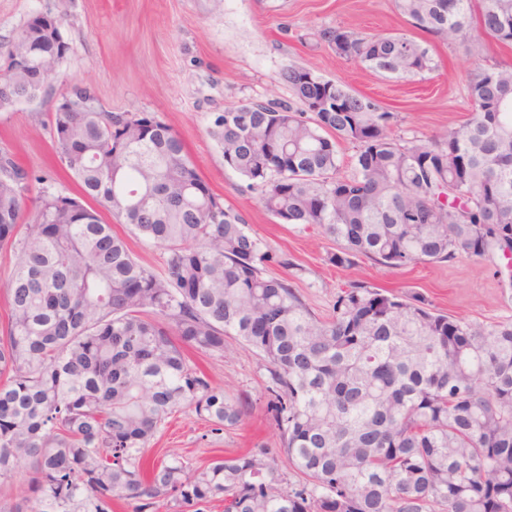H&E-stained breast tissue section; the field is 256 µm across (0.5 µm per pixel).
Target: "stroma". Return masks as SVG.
Returning <instances> with one entry per match:
<instances>
[{
	"label": "stroma",
	"mask_w": 512,
	"mask_h": 512,
	"mask_svg": "<svg viewBox=\"0 0 512 512\" xmlns=\"http://www.w3.org/2000/svg\"><path fill=\"white\" fill-rule=\"evenodd\" d=\"M63 15L70 51L49 88L51 97L75 83L91 84L115 112H144L169 125L185 142L202 178L240 214L277 257L269 275L292 280L317 317L332 316L336 296L351 282L399 294H419L434 311L492 324L512 318L501 299L512 269L492 255L475 262L421 263L396 269L359 257L338 268L327 261L337 245L314 227L279 223L224 164L209 134L225 106L242 100L290 98L281 78L297 66L338 81L396 113L394 136L425 138L461 126L472 111L466 81L478 66L512 64V46L484 38L480 52L412 28L394 0H0V39L29 17ZM365 35L403 33L427 46L434 71L389 79L340 59L321 40L326 29ZM49 100L20 102L0 111V153L14 156L50 191L77 196L79 187L58 160ZM214 386L244 400L241 426L220 432L190 410L172 415L146 452L154 462L176 453L193 466L216 457L276 452L279 439L267 414L265 361L228 340L223 352L189 350Z\"/></svg>",
	"instance_id": "obj_1"
}]
</instances>
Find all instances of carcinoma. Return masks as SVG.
I'll use <instances>...</instances> for the list:
<instances>
[{"mask_svg":"<svg viewBox=\"0 0 512 512\" xmlns=\"http://www.w3.org/2000/svg\"><path fill=\"white\" fill-rule=\"evenodd\" d=\"M412 27L479 50L512 44V0H395ZM63 17L34 16L0 43V109L42 97L41 68L69 51ZM337 57L386 77L434 69L404 35L326 29ZM290 66L293 100L228 106L210 135L265 210L336 241L327 256L391 268L512 251V65L469 75L472 115L428 140L391 135L398 116L344 84ZM71 86L52 105L75 197L0 154V248L16 257L0 339V512H512V318L484 325L426 300L353 283L318 318L266 274L269 246L224 208L163 121L113 112ZM336 99L311 111L314 95ZM251 112L244 113V110ZM353 167L341 172L340 147ZM163 250L156 273L99 208ZM234 338L263 357L284 482L265 453L192 468L144 453L184 407L216 432L243 405L185 348ZM28 490L14 485L21 467Z\"/></svg>","mask_w":512,"mask_h":512,"instance_id":"cac0c4a2","label":"carcinoma"}]
</instances>
